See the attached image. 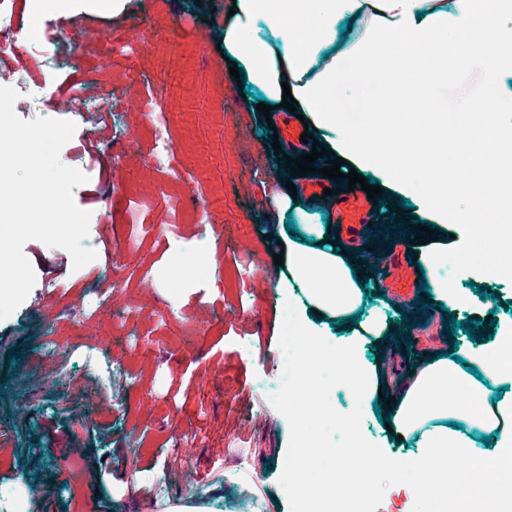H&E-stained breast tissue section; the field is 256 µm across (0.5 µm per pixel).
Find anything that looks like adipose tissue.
Masks as SVG:
<instances>
[{"instance_id":"1","label":"adipose tissue","mask_w":512,"mask_h":512,"mask_svg":"<svg viewBox=\"0 0 512 512\" xmlns=\"http://www.w3.org/2000/svg\"><path fill=\"white\" fill-rule=\"evenodd\" d=\"M512 0H236L234 15L223 25L224 55L239 63L241 81L252 85L268 105L282 101L290 85L299 113L315 138H325L336 157L369 172L405 196L415 197L417 220L430 224H485L491 214H512V191L492 188L489 208L471 201L475 186L492 178L487 169L472 172L449 185L454 162L436 131V89L448 85V50L468 53L471 70L485 94L463 100L467 112H512V88L501 83L512 76ZM348 30H341V23ZM479 30L492 31V45L469 53V39ZM419 110L412 126L392 125L400 102ZM362 102L369 114L361 125L345 123L348 106ZM349 240L344 252L288 244L289 286L305 291L292 309L293 333L313 341L316 320L350 318L362 303L364 281L358 280ZM475 247L460 237L455 247L436 243L419 260L438 301L463 307L454 279H442V263L452 262L457 276L472 269ZM389 325L367 319L337 338L333 355L349 378L350 409L337 412L338 429L355 435L362 454L337 456V480L372 467L382 482H418L431 470L455 475L473 463L476 439L492 437L497 455L512 456V395L489 400L487 381L502 379L501 358L494 347L475 341L457 357L430 353L402 363L391 390L389 420L395 436L419 435L422 450L412 458L384 464L377 444L358 425L374 402L382 376L391 369L371 363L362 354V339L383 336Z\"/></svg>"}]
</instances>
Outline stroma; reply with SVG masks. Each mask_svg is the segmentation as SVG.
<instances>
[{
	"label": "stroma",
	"mask_w": 512,
	"mask_h": 512,
	"mask_svg": "<svg viewBox=\"0 0 512 512\" xmlns=\"http://www.w3.org/2000/svg\"><path fill=\"white\" fill-rule=\"evenodd\" d=\"M224 2L128 0L115 16H44L63 42L74 19L111 37V57L88 56L86 67L112 84V148L124 161L113 167L105 154L97 113L55 112L76 126L60 160L88 177L73 198L91 214L83 244L97 257L76 271L64 249L27 242L35 284L0 320V495L27 486L29 512H290L279 484L289 425L264 390L280 382L288 269L273 256L288 229L264 198L297 175L279 161L260 113L241 107L216 49ZM132 38L141 50L129 57L122 49ZM159 90L175 115L177 176L152 168L148 120L136 110ZM192 182L223 195L217 223L195 224ZM383 194L391 208L385 222L358 227V262L372 294L363 314L392 320L409 339L384 337L365 349L366 359L377 361L392 345L416 355L466 346L464 330L447 326L453 318L479 321L481 333L495 337L511 327L512 279L481 258L457 286L494 293L493 322H482L477 294L452 313L430 305L425 292L402 307L383 297L377 259L388 249L387 227L410 220L391 189ZM175 198L183 218L177 237L167 231ZM201 242L215 271L177 274L175 257ZM246 255L264 260L269 290L240 275ZM116 265L124 281L104 289ZM100 291L104 314L82 321V302ZM52 360L65 378L53 377Z\"/></svg>",
	"instance_id": "stroma-1"
}]
</instances>
